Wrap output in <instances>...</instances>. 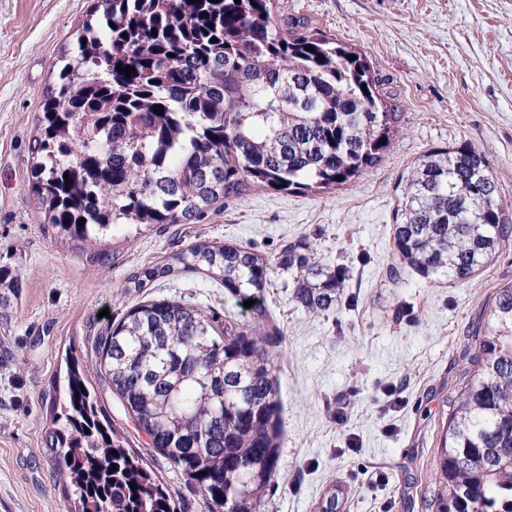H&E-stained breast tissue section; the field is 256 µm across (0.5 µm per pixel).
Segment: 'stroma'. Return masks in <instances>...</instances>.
<instances>
[{"label": "stroma", "instance_id": "stroma-1", "mask_svg": "<svg viewBox=\"0 0 512 512\" xmlns=\"http://www.w3.org/2000/svg\"><path fill=\"white\" fill-rule=\"evenodd\" d=\"M368 53L401 119L378 165L319 193L251 189L192 224L119 225L103 237L109 264L42 223L28 191L34 116L90 0H0V268L19 298L0 315V512H66L45 445L53 388L69 347L134 304L184 301L239 313L209 274L178 271L129 288L133 272L199 242L278 259L302 242L347 271L335 309L317 316L292 299V276L273 269L266 297L281 332L277 379L280 463L273 512H432L441 437L478 352L473 325L497 288L512 284V236L464 282L430 280L399 258L392 227L415 161L469 142L512 205V0H281ZM109 317H102V310ZM100 400L179 498L204 512L173 464L154 452L111 391Z\"/></svg>", "mask_w": 512, "mask_h": 512}]
</instances>
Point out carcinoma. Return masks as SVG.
<instances>
[{"instance_id":"carcinoma-1","label":"carcinoma","mask_w":512,"mask_h":512,"mask_svg":"<svg viewBox=\"0 0 512 512\" xmlns=\"http://www.w3.org/2000/svg\"><path fill=\"white\" fill-rule=\"evenodd\" d=\"M279 2L92 0L30 142L31 192L57 237L102 262L94 247L119 224H190L253 187L334 189L382 161L400 113L367 55L282 18ZM511 232L512 213L473 145L417 160L393 237L420 276L465 281ZM279 265L298 270L299 307L313 315L336 307L343 269L299 245L284 246ZM269 269L257 252L195 244L129 282L141 289L175 270L206 272L237 305L254 300L249 319L220 321L182 301L150 299L87 337L137 430L207 512H267L279 465L280 332L269 328ZM475 335V374L439 448L435 512H512V285L498 289ZM46 447L66 478L68 512H184L125 446L74 351Z\"/></svg>"}]
</instances>
